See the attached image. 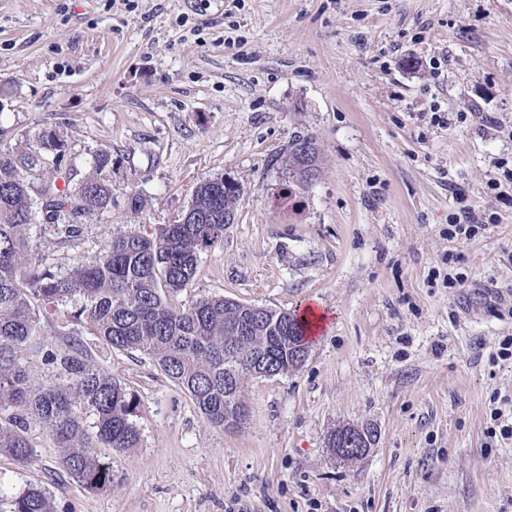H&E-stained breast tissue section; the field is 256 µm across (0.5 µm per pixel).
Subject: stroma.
I'll return each instance as SVG.
<instances>
[{
  "instance_id": "1",
  "label": "stroma",
  "mask_w": 512,
  "mask_h": 512,
  "mask_svg": "<svg viewBox=\"0 0 512 512\" xmlns=\"http://www.w3.org/2000/svg\"><path fill=\"white\" fill-rule=\"evenodd\" d=\"M46 130L79 179L111 150L112 204L69 242L30 225L33 258L91 261L221 176L237 221L171 304L328 320L300 367L247 381L230 428L150 356L50 330L134 394L140 445L101 449L112 485L92 491L32 427L29 465L0 455L7 493L44 488L54 512H512V202L489 188L512 192V0H0V144ZM297 135L318 149L303 185L284 165ZM464 204L486 227L449 238ZM347 423L377 432L351 463L327 446Z\"/></svg>"
}]
</instances>
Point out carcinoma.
Returning <instances> with one entry per match:
<instances>
[{
  "label": "carcinoma",
  "instance_id": "carcinoma-1",
  "mask_svg": "<svg viewBox=\"0 0 512 512\" xmlns=\"http://www.w3.org/2000/svg\"><path fill=\"white\" fill-rule=\"evenodd\" d=\"M65 155L66 144L52 130L21 155L0 144V412L12 410L0 419V455L28 464L27 430L37 423L64 449L60 465L74 480L103 489L112 484V466L97 449L139 447L136 401L90 362L82 343L49 346L48 327L60 320L88 323L99 343L152 357L211 424L229 427L246 418L237 392L253 376L254 357L272 376L292 370L296 354L309 351L310 324L296 312L254 311L224 297L185 309L169 304L193 280L200 254L224 244V210L236 208L240 188L222 176L196 184L188 218L145 233H117L90 262L55 272L27 258L26 230L37 216L67 240L80 235L83 219L112 203L111 152H95L75 189ZM316 161L312 138L293 139L288 178L307 181ZM31 352L42 353L59 377L34 381L26 365ZM86 410L93 415L89 424ZM9 512H52L50 498L30 488L9 500Z\"/></svg>",
  "mask_w": 512,
  "mask_h": 512
}]
</instances>
